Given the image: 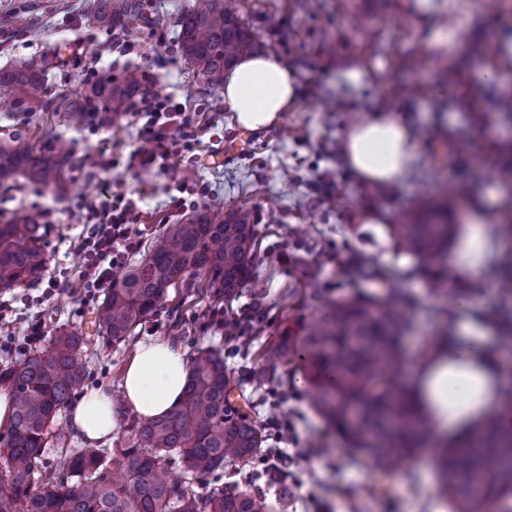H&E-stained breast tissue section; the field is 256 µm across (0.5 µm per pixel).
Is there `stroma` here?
<instances>
[{"label":"stroma","instance_id":"35a3bbf8","mask_svg":"<svg viewBox=\"0 0 512 512\" xmlns=\"http://www.w3.org/2000/svg\"><path fill=\"white\" fill-rule=\"evenodd\" d=\"M89 2L0 0V67L18 56L41 60L55 47L71 55L66 66L46 77L49 111L20 115L0 110V141L20 129L31 144L45 147L61 135L70 141L75 159L57 193L23 182L0 189V221L19 212H49L41 242L48 258L45 272L62 282L58 294L41 308L27 304L41 294L38 285L0 288V305L11 309L17 324L39 314L49 331L91 335L84 358L86 387H105L115 395L121 392L126 363L150 336L177 337L190 357L204 348L246 350V357L226 360L234 403L253 399L260 420L291 428L283 446L292 460L286 482L258 477L239 483L244 491H264L273 512H448L423 457H414L392 475L345 457L339 436L316 413L308 386L298 384V363L278 362L259 391L243 379L242 368L260 363L270 341L300 334L322 313L325 301L355 291L385 294L395 271L405 273L402 286L415 301L403 338L411 366L420 362L439 330L432 311L444 298L435 284L447 290L467 287L478 297L496 293L498 279L492 271L458 279L445 253L431 269L417 268L411 255L393 246L387 224H370L366 217L376 211L394 224L420 201L443 195L450 221L476 203L487 217L496 216L502 192L493 149L512 144V118L505 110L490 109V93L512 85V67L492 71L484 59L470 56L468 47L477 38L492 45L512 43V6L504 0H225L255 31L265 55L288 60L300 80L296 105L283 125L250 133L240 152L228 158L225 147L242 130L225 112L219 92H203L201 76L181 51L184 16L178 0H144L146 15L163 17L165 24H138L136 46L130 50L118 47L117 33L99 25ZM404 54L424 58L427 69L416 75L404 71L397 63ZM92 66L116 78L126 68H139L151 76L154 90L171 95L208 126L192 156L170 161L165 171L145 180L128 166L137 129L125 114L115 115L104 131L73 125L67 104L87 85ZM491 72L496 75L492 83L487 80ZM383 111L410 124L422 149L410 175L380 203L374 187L359 183L346 166L339 139L350 124ZM437 128L458 143L456 152L435 147L432 132ZM101 150L112 160L106 180L143 195L141 244L126 263L145 258L165 225L187 218V211L171 203L173 188L203 187L205 207L254 212L259 233L253 277L235 300L215 301L199 275L169 288L162 305L129 341L116 345L96 331V303L87 299L78 279L85 258L74 247L83 227L71 220L70 210L84 196L92 161ZM354 258L372 267L373 276L350 279L345 266ZM313 282L324 288V302L309 298ZM256 308L262 319L248 337L225 336V324ZM175 318L181 322L177 333L171 328ZM313 440L323 443L324 454L309 452ZM287 485L292 494L285 499L281 492Z\"/></svg>","mask_w":512,"mask_h":512}]
</instances>
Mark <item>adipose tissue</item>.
<instances>
[{
  "label": "adipose tissue",
  "mask_w": 512,
  "mask_h": 512,
  "mask_svg": "<svg viewBox=\"0 0 512 512\" xmlns=\"http://www.w3.org/2000/svg\"><path fill=\"white\" fill-rule=\"evenodd\" d=\"M298 90L297 75L288 65L264 55H247L224 76V109L238 126L263 131L282 123L297 101ZM341 148L358 181L395 185L410 171L418 141L415 132L392 113L377 112L349 126ZM499 244L480 209H471L464 247L452 254L450 263L460 277H479ZM189 371L186 353L172 341L157 337L141 342L123 374L126 408L141 418L163 415L180 403ZM413 382L422 394L434 435L461 432L489 411L502 430L512 432V406L503 402L501 360L489 348L487 325L466 321L464 335L449 338L417 364ZM70 418L90 443L111 438L118 425L112 396L105 389L73 403Z\"/></svg>",
  "instance_id": "1"
}]
</instances>
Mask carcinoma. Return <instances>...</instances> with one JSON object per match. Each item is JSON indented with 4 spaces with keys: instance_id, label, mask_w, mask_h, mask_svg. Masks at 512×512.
<instances>
[{
    "instance_id": "obj_1",
    "label": "carcinoma",
    "mask_w": 512,
    "mask_h": 512,
    "mask_svg": "<svg viewBox=\"0 0 512 512\" xmlns=\"http://www.w3.org/2000/svg\"><path fill=\"white\" fill-rule=\"evenodd\" d=\"M103 27L128 32L144 21L143 0H93ZM184 55L202 74L204 91L221 90L224 72L260 42L224 0H197L182 22ZM64 65L55 49L41 62L24 57L0 68V91L15 112L48 110L46 74ZM140 89L137 73L119 82L104 80L85 96L70 100L80 124L91 105L118 112ZM73 165L63 140L36 149L15 133L0 143V188L26 180L55 191ZM40 216L19 214L0 224V288L41 279L47 260L40 245ZM402 249L427 262L449 245L457 225L448 208L429 206L388 225ZM257 225L245 208L209 210L186 224H170L158 236L149 257L112 280V288L95 309L100 332L114 344L126 342L163 300L167 288L201 274L215 294L230 301L251 277ZM500 294L512 296V258L497 265ZM401 289L380 297L346 295L326 305L302 336L285 337L268 349V359L288 352L298 357L307 375L313 403L325 420L347 436L345 451L382 472L395 469L430 447L432 429L402 384L401 340L408 315ZM503 341L512 348V317L493 310ZM87 338L63 330L44 350H32L7 372L14 392L12 424L0 448V512H267L261 492L243 491L234 483L196 492L168 478L176 466L204 481L231 466L246 467L261 459L269 439L266 424L229 400L231 381L224 353L201 349L194 358L182 401L168 413L133 420L131 437L116 450L120 480L107 475V453L74 448L44 474L49 427L86 384L79 359ZM441 493L449 512H512V433L506 434L488 414L437 449Z\"/></svg>"
}]
</instances>
